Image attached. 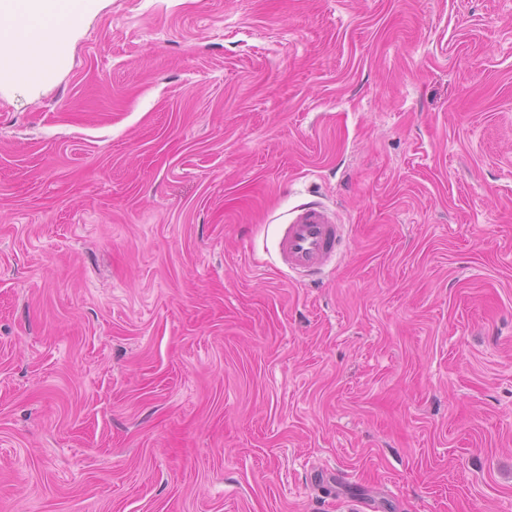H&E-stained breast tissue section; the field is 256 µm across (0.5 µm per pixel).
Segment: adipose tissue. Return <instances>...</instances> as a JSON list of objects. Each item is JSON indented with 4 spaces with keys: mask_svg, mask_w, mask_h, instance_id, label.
Instances as JSON below:
<instances>
[{
    "mask_svg": "<svg viewBox=\"0 0 512 512\" xmlns=\"http://www.w3.org/2000/svg\"><path fill=\"white\" fill-rule=\"evenodd\" d=\"M91 8L90 0H0V73L35 78L65 52L72 27Z\"/></svg>",
    "mask_w": 512,
    "mask_h": 512,
    "instance_id": "1",
    "label": "adipose tissue"
}]
</instances>
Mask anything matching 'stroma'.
I'll return each instance as SVG.
<instances>
[{
	"instance_id": "35a3bbf8",
	"label": "stroma",
	"mask_w": 512,
	"mask_h": 512,
	"mask_svg": "<svg viewBox=\"0 0 512 512\" xmlns=\"http://www.w3.org/2000/svg\"><path fill=\"white\" fill-rule=\"evenodd\" d=\"M0 512H512V0H96L0 85ZM289 224H282L278 237L279 254L289 269L307 273L322 271L336 257L344 225L318 205L297 210Z\"/></svg>"
}]
</instances>
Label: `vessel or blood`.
<instances>
[{"mask_svg":"<svg viewBox=\"0 0 512 512\" xmlns=\"http://www.w3.org/2000/svg\"><path fill=\"white\" fill-rule=\"evenodd\" d=\"M343 233V225L335 223L325 209L306 205L289 224L282 226L278 251L285 265L293 271H320L334 261Z\"/></svg>","mask_w":512,"mask_h":512,"instance_id":"vessel-or-blood-1","label":"vessel or blood"}]
</instances>
